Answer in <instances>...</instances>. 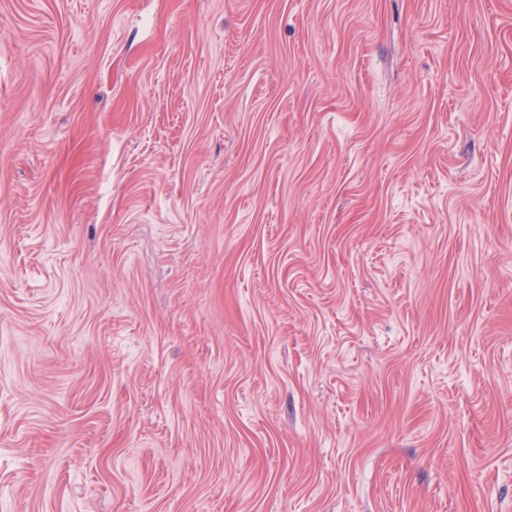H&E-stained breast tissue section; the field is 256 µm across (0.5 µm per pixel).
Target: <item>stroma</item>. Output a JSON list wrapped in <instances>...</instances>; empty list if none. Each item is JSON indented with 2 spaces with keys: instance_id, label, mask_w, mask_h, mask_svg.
Segmentation results:
<instances>
[{
  "instance_id": "obj_1",
  "label": "stroma",
  "mask_w": 512,
  "mask_h": 512,
  "mask_svg": "<svg viewBox=\"0 0 512 512\" xmlns=\"http://www.w3.org/2000/svg\"><path fill=\"white\" fill-rule=\"evenodd\" d=\"M0 512H512V0H0Z\"/></svg>"
}]
</instances>
